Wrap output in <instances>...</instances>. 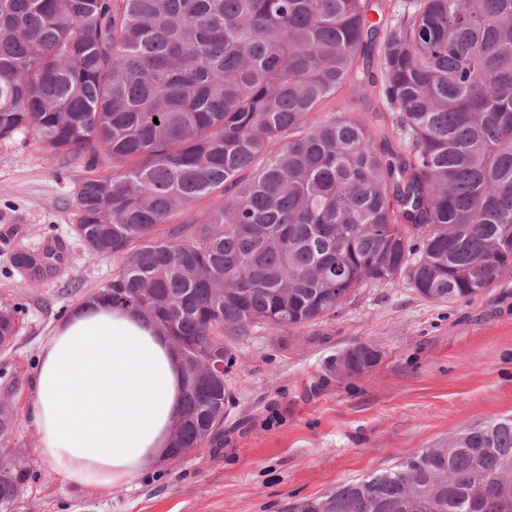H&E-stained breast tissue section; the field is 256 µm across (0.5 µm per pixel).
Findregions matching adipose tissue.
I'll list each match as a JSON object with an SVG mask.
<instances>
[{
    "label": "adipose tissue",
    "mask_w": 512,
    "mask_h": 512,
    "mask_svg": "<svg viewBox=\"0 0 512 512\" xmlns=\"http://www.w3.org/2000/svg\"><path fill=\"white\" fill-rule=\"evenodd\" d=\"M178 353L136 312L84 304L45 340L31 415L52 471L86 489L125 486L168 453Z\"/></svg>",
    "instance_id": "1"
}]
</instances>
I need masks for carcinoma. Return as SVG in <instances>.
I'll return each mask as SVG.
<instances>
[{
	"label": "carcinoma",
	"mask_w": 512,
	"mask_h": 512,
	"mask_svg": "<svg viewBox=\"0 0 512 512\" xmlns=\"http://www.w3.org/2000/svg\"><path fill=\"white\" fill-rule=\"evenodd\" d=\"M346 85L391 128L318 117ZM18 132L86 160L75 231L118 266L89 300L179 353L176 459L221 432L224 383L194 369L236 365L224 334L315 324L369 283L450 304L512 275V0H0V140ZM51 255L19 249L13 268L39 280ZM16 314L0 303V343ZM379 359L341 356L351 375ZM27 477L0 457V508ZM288 512H512V416Z\"/></svg>",
	"instance_id": "cac0c4a2"
}]
</instances>
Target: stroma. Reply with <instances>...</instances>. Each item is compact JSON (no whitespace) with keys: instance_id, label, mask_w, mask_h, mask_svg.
Returning a JSON list of instances; mask_svg holds the SVG:
<instances>
[{"instance_id":"35a3bbf8","label":"stroma","mask_w":512,"mask_h":512,"mask_svg":"<svg viewBox=\"0 0 512 512\" xmlns=\"http://www.w3.org/2000/svg\"><path fill=\"white\" fill-rule=\"evenodd\" d=\"M83 174L79 163L58 166L28 135L0 140V302L17 306L20 326L0 348V401L14 416L0 450L29 470L13 512H287L512 415V276L450 305L403 285H369L333 318L231 337L237 364L224 376L220 447L154 465L128 487L69 485L40 456L29 409L43 342L116 272L74 231L71 200ZM49 243L63 256L52 275L13 274L19 247ZM358 343L376 347L380 360L349 375L337 360Z\"/></svg>"}]
</instances>
